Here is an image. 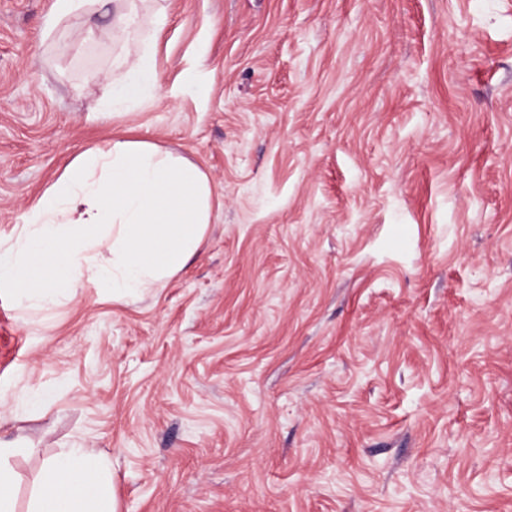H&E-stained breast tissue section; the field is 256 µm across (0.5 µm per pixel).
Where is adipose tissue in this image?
<instances>
[{
	"instance_id": "obj_1",
	"label": "adipose tissue",
	"mask_w": 512,
	"mask_h": 512,
	"mask_svg": "<svg viewBox=\"0 0 512 512\" xmlns=\"http://www.w3.org/2000/svg\"><path fill=\"white\" fill-rule=\"evenodd\" d=\"M130 81L98 119L151 100L159 82L157 42L137 43ZM214 209L207 174L145 141L114 139L80 152L0 238V288L18 306L75 298L85 284L121 301L177 274L203 242ZM21 446L0 439V512H117L106 458L92 448L45 457L20 503Z\"/></svg>"
}]
</instances>
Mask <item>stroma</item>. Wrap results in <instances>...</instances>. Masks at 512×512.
Returning a JSON list of instances; mask_svg holds the SVG:
<instances>
[{
	"instance_id": "1",
	"label": "stroma",
	"mask_w": 512,
	"mask_h": 512,
	"mask_svg": "<svg viewBox=\"0 0 512 512\" xmlns=\"http://www.w3.org/2000/svg\"><path fill=\"white\" fill-rule=\"evenodd\" d=\"M52 4L0 0V237L113 138L221 206L138 298L0 288L25 481L82 446L117 512H512V0ZM160 11L156 100L93 120ZM97 0H54L52 12L47 18L45 29L50 35L62 23L79 13L89 14Z\"/></svg>"
}]
</instances>
